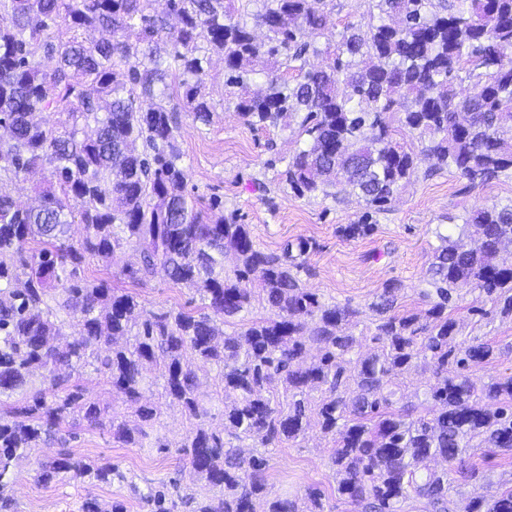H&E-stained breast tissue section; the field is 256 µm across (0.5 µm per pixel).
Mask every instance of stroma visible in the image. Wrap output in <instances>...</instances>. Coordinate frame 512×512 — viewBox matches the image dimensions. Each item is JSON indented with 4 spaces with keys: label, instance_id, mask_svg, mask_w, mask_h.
<instances>
[{
    "label": "stroma",
    "instance_id": "stroma-1",
    "mask_svg": "<svg viewBox=\"0 0 512 512\" xmlns=\"http://www.w3.org/2000/svg\"><path fill=\"white\" fill-rule=\"evenodd\" d=\"M264 86L260 74L254 75L248 89L226 86L224 59L213 55L205 78L213 120L206 126L182 110L181 91L171 92V106L182 111L178 142L188 174V195L203 204L211 196L221 197L225 213L235 214L238 223L249 225L254 241L264 251L280 250L285 242L299 238L312 241L314 248L300 273L303 286L324 303L362 309L363 323L371 322L369 308L391 282L402 285L397 311L423 312L426 305L419 293L425 286L432 251L439 244L434 234L436 226L443 224L450 233H457L456 222L468 210L512 199V175L470 189L465 180L439 167L436 160L419 156L414 174L403 184L389 210L377 215L374 233L345 238L339 228L357 220L364 209L363 201L344 192L299 197L287 186L279 185V174L289 157L303 147V137L294 129H252L238 116L235 103L242 92L254 94ZM135 261L131 248L116 252L111 268L113 287L131 288L149 309L199 306L198 297L175 285L164 272H157L143 286L120 278L125 264ZM456 297L453 316L462 327L463 338L476 336L496 346L490 364L473 368L474 380L512 375V320L498 316L480 320L473 316L470 308L476 294L471 287H460ZM77 380L89 398L107 407L118 419H134L136 404L113 398L111 386L93 368H84ZM145 398L158 406L163 432L172 441V448H128L112 440L106 431L80 424L68 444L69 451L79 458L119 465L127 482L104 485L60 477L40 483L36 477L40 464L60 452L59 445L43 444L12 463L9 493L18 512H79L88 497L96 498L103 512H110L117 500L124 501L126 512H149L148 506L131 493L130 484L142 487L173 480L183 489L195 486V474L174 447L189 429V419L180 406L162 396L159 387H152ZM330 453V440L314 422L298 443L268 449L269 497L300 498L307 488L317 487L328 495L333 512H361L360 506L337 495ZM465 464L485 471L486 477L475 481L453 473L449 498L491 497L500 492L502 479L512 475V464L491 448L470 449Z\"/></svg>",
    "mask_w": 512,
    "mask_h": 512
}]
</instances>
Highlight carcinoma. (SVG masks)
Returning a JSON list of instances; mask_svg holds the SVG:
<instances>
[{"label": "carcinoma", "instance_id": "1", "mask_svg": "<svg viewBox=\"0 0 512 512\" xmlns=\"http://www.w3.org/2000/svg\"><path fill=\"white\" fill-rule=\"evenodd\" d=\"M245 16L234 0H0V180L48 169L37 186L40 204L21 208L0 194V512L11 462L85 421L128 448L171 443L160 433L157 407H139L129 422L107 418L73 381L87 366L107 379L112 395L138 402L163 369V390L192 425L176 444L201 482L178 499L167 484L140 497L153 512H332L309 488L303 502L266 498L268 458L243 455V443H295L311 417L331 437L336 493L364 512H512V479L497 495L448 501V470L471 448H496L512 458V376L478 384L468 369L489 363L495 346L458 340L448 309L464 284L491 311L512 318V199L477 208L458 236L436 232L424 313L393 311L399 283L371 306L377 319L373 352L360 353L350 328L361 311L329 305L300 284L313 243L288 241L280 252L254 243L247 224L190 205L178 145V116L167 108L168 77L177 72L195 121L212 112L204 93L211 54L224 56L225 84L242 87L265 60L263 93L242 97L236 110L251 128L296 125L305 147L288 160L283 182L299 196L350 190L366 204L346 238L370 235L415 171V155L393 140L391 117L417 136L421 152L470 187L512 171V0H369L377 13L362 34L347 23L336 43L313 36L333 0H253ZM264 30V37L256 35ZM99 29L110 37L89 41ZM323 58L313 66L309 57ZM473 92L461 96L456 82ZM59 116L58 126L38 119ZM83 224L74 242L70 224ZM132 247L138 261L121 274L147 283L157 267L198 295L196 312L145 309L138 296L109 280L81 276L87 256L112 267ZM259 274V287L247 288ZM269 315L228 332L229 319L254 302ZM73 325L76 332L66 333ZM125 339L122 346L116 340ZM317 359L306 362L310 347ZM191 351L219 370L224 428H209L200 378L184 363ZM419 367L430 374L421 406L403 402L394 379ZM32 393L21 405L8 399ZM125 482L117 465H97L65 452L41 465L37 480Z\"/></svg>", "mask_w": 512, "mask_h": 512}]
</instances>
